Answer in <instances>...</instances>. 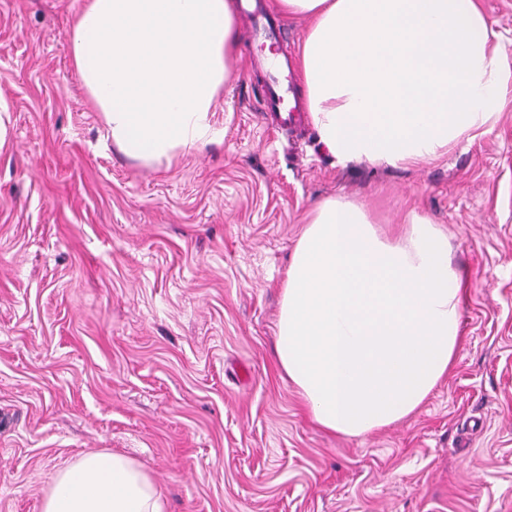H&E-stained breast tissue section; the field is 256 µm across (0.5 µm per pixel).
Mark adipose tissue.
<instances>
[{"mask_svg": "<svg viewBox=\"0 0 512 512\" xmlns=\"http://www.w3.org/2000/svg\"><path fill=\"white\" fill-rule=\"evenodd\" d=\"M308 28L297 58L321 146L348 168L405 169L491 131L512 91L478 0H274ZM70 52L113 145L140 168L221 141L214 120L239 55L233 0H85ZM464 278L448 235L410 213L390 231L363 203L314 205L290 263L277 361L312 420L346 438L413 414L460 342ZM136 459L78 455L42 512H165Z\"/></svg>", "mask_w": 512, "mask_h": 512, "instance_id": "obj_1", "label": "adipose tissue"}]
</instances>
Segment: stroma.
Returning <instances> with one entry per match:
<instances>
[{"mask_svg": "<svg viewBox=\"0 0 512 512\" xmlns=\"http://www.w3.org/2000/svg\"><path fill=\"white\" fill-rule=\"evenodd\" d=\"M83 0H0V512H41L80 453L128 454L167 512H512V96L448 157L343 169L264 107L243 34L221 142L120 155L70 57ZM442 224L467 285L447 375L359 438L315 425L274 358L312 206Z\"/></svg>", "mask_w": 512, "mask_h": 512, "instance_id": "obj_1", "label": "stroma"}]
</instances>
